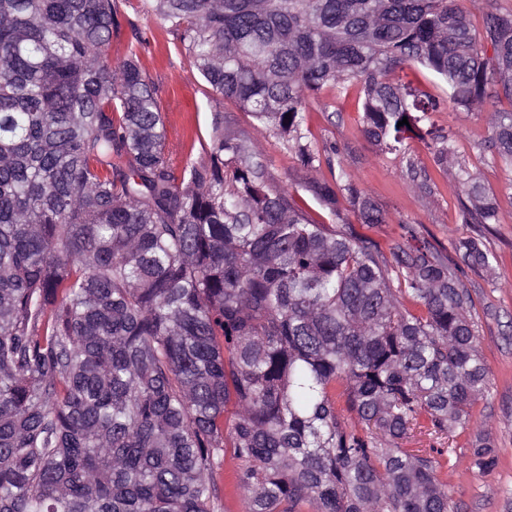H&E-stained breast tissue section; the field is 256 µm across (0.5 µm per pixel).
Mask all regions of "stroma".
<instances>
[{
  "mask_svg": "<svg viewBox=\"0 0 512 512\" xmlns=\"http://www.w3.org/2000/svg\"><path fill=\"white\" fill-rule=\"evenodd\" d=\"M145 3L121 0L112 58H125L135 32L147 34L149 42L138 54L159 89L167 149L175 162L206 159L214 126H222L231 136L249 133L254 148L268 158L275 179L313 219L354 225L387 256L404 242L407 228L418 241L446 249L472 233V225L459 218L458 166L476 174L498 199V221L486 233L487 245L497 257L494 268L481 274L465 272L462 282L472 300L469 316L489 377V391L476 405V417L482 438L497 449L500 463L486 472L471 468L473 434L468 431L459 437L452 463L440 468L438 477L448 487L454 512H512V168L489 146L491 111L510 110L512 102L491 100L485 112L448 107L433 113L435 125L449 135L456 159L455 165L444 167L419 138L410 140L405 157L381 153L362 133L357 89H326L310 96L305 113V125L318 150L314 168L308 169L273 135L257 129L249 113L212 92L188 56L147 13ZM341 170L383 211L385 223L360 224L345 200L334 215L321 206L314 182L333 180Z\"/></svg>",
  "mask_w": 512,
  "mask_h": 512,
  "instance_id": "obj_1",
  "label": "stroma"
}]
</instances>
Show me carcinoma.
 <instances>
[{
  "instance_id": "carcinoma-1",
  "label": "carcinoma",
  "mask_w": 512,
  "mask_h": 512,
  "mask_svg": "<svg viewBox=\"0 0 512 512\" xmlns=\"http://www.w3.org/2000/svg\"><path fill=\"white\" fill-rule=\"evenodd\" d=\"M150 0L211 90L303 165L308 98L357 84L368 141L406 154L440 102L512 100V11L484 0ZM119 0H0V512H452L437 478L488 371L459 273L492 270L480 233L377 243L317 223L246 135L175 166L137 47L112 64ZM408 123L397 126L403 119ZM512 168V111L491 113ZM463 224L497 200L465 168ZM384 223L349 180L336 213ZM430 448H405L412 434ZM471 464H497L475 436ZM395 75H400L405 80H412L416 86L425 90L435 98L444 99L448 96L446 85L421 66L409 67L404 65L403 71L397 69Z\"/></svg>"
}]
</instances>
